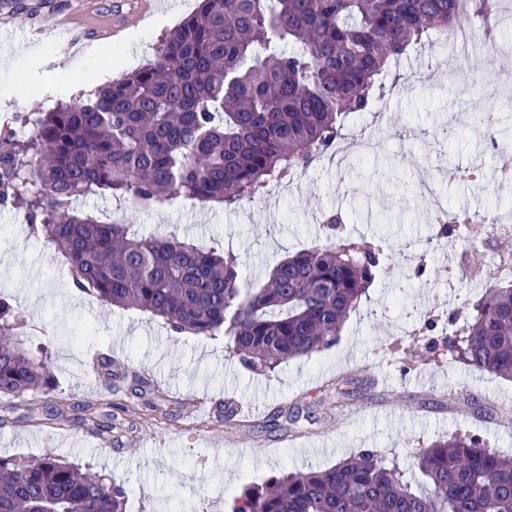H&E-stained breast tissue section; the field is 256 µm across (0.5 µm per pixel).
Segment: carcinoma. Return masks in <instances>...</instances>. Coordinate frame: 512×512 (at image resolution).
I'll use <instances>...</instances> for the list:
<instances>
[{
  "mask_svg": "<svg viewBox=\"0 0 512 512\" xmlns=\"http://www.w3.org/2000/svg\"><path fill=\"white\" fill-rule=\"evenodd\" d=\"M498 0H200L164 34L147 66L35 113L25 131L0 130V203L24 210L32 234L60 251L76 290L108 306L213 337L244 364L274 371L336 345L348 315L390 256L336 233L287 256L259 288L238 257L175 235H141L73 205L128 197L161 208L180 197L230 208L308 167L381 98L390 62L448 41ZM23 314L0 298V394H41L44 419L112 433L110 399L69 414L44 347L19 339ZM427 351L512 381V280L488 285L448 317ZM427 486L365 449L316 472L284 473L244 488L232 512H512V458L462 434L414 457ZM0 512H127L111 477L47 452L0 457Z\"/></svg>",
  "mask_w": 512,
  "mask_h": 512,
  "instance_id": "cac0c4a2",
  "label": "carcinoma"
}]
</instances>
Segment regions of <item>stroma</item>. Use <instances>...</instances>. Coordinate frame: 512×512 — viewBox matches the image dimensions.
I'll list each match as a JSON object with an SVG mask.
<instances>
[{
    "label": "stroma",
    "mask_w": 512,
    "mask_h": 512,
    "mask_svg": "<svg viewBox=\"0 0 512 512\" xmlns=\"http://www.w3.org/2000/svg\"><path fill=\"white\" fill-rule=\"evenodd\" d=\"M13 11L0 33V97L10 112L0 126L20 128L33 113L68 100L79 89L87 61L86 36L56 43L30 32L32 22L50 24L61 14L104 19L96 0H11ZM199 0H168L155 7L165 24L134 22L139 35L133 55L145 66L159 39ZM66 55L71 74L30 100L18 89L21 77L47 79L44 57ZM512 70V21L481 41L415 47L392 65L384 95L372 111L350 121L342 151L326 155L262 197L227 209L220 204L185 209H145L122 197L89 196L79 209L99 217H125L136 231L174 234L220 251H233L242 278L261 285L289 254L322 243L321 217L342 211L344 234L364 232L401 267L370 288L331 349L290 360L272 373L244 367L224 337L178 335L148 315L101 305L73 290L57 250L30 238L27 217L0 206V296L24 314L22 339L47 344L49 368L60 392L85 402L111 393L132 401L111 438L67 426L44 425L25 403L0 395L10 421L0 423V456L31 457L52 452L112 476L128 491L127 512H231L246 485L283 472L319 471L360 450L397 460L413 479L415 453L461 433L493 451L512 455V382L446 359L410 363L394 343L409 342L418 329L409 311L444 304L449 289L470 293V277L493 278V265L512 238L488 235L476 249L449 261L431 246L426 222L430 191L448 208L505 206L512 182L495 171L512 169V146L492 149L468 115L467 91L490 70ZM480 166L481 185L448 182V168ZM117 356L111 378L92 365L98 354ZM348 376L343 409L329 412L314 400L323 383ZM234 398L245 420L233 441L224 424V400Z\"/></svg>",
    "instance_id": "obj_1"
}]
</instances>
